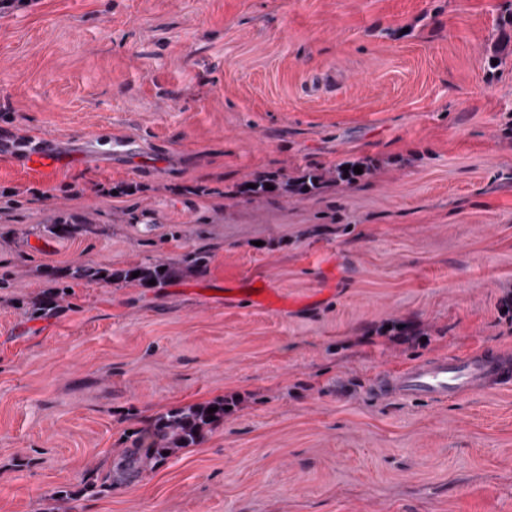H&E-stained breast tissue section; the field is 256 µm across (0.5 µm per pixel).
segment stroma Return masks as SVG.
Segmentation results:
<instances>
[{"label":"stroma","mask_w":512,"mask_h":512,"mask_svg":"<svg viewBox=\"0 0 512 512\" xmlns=\"http://www.w3.org/2000/svg\"><path fill=\"white\" fill-rule=\"evenodd\" d=\"M512 0H39L0 17V512H512V383L379 401L384 371L512 351ZM122 148H114V141ZM370 157L355 185L251 196ZM13 197H3L4 189ZM96 225L57 238L50 224ZM210 252L163 288L46 271ZM234 400L80 495L168 409ZM53 140L47 137H38L21 146H13L9 141L0 138V154L2 150H8L22 158L24 165L36 171H50L57 158L52 153ZM52 286L46 288L35 304L32 311L34 319H45L59 312V302L67 295L68 286H61L57 277L51 279ZM228 406L224 399L204 404H189L168 410L140 429L131 443V448H121L113 454L105 467L93 469L84 491L95 494L112 492L142 477L148 467L163 463L182 448L197 445L204 433L224 420ZM217 411L208 413L209 408ZM213 416V420H210ZM169 452V455H166Z\"/></svg>","instance_id":"1"}]
</instances>
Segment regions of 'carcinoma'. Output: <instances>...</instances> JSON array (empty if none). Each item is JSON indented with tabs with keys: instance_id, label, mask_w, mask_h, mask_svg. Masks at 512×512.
<instances>
[{
	"instance_id": "carcinoma-1",
	"label": "carcinoma",
	"mask_w": 512,
	"mask_h": 512,
	"mask_svg": "<svg viewBox=\"0 0 512 512\" xmlns=\"http://www.w3.org/2000/svg\"><path fill=\"white\" fill-rule=\"evenodd\" d=\"M362 173L357 174L354 169L348 170L338 166L331 170H313L302 178L289 182L283 181L277 175H259L251 180L254 187H244L246 194L290 193L293 195H307L319 191L329 181H341L349 185L355 184L372 172V166L359 162ZM274 186L268 190L267 185ZM86 234L95 232L91 224H52L47 227L48 232L58 238H67L76 230ZM210 258L204 251H192L180 262L171 260H155L139 263L122 269L107 270L93 266H75L67 270V277L73 280L87 279L91 281L127 282L148 286V281H155V287L162 288L170 282L194 276L203 278L209 272ZM140 272L136 278L132 273ZM68 287L61 285L58 278H52V286L45 289L35 304L32 317L45 319L55 316L59 312V302L67 295ZM227 403L222 399L204 404H189L171 409L154 418L147 426L140 429L131 447L123 448L112 455L105 466L93 469L94 476L90 477L84 491L95 494L110 492L116 488L133 483L142 477L149 467L163 463L168 455L176 453L182 448H191L197 445L204 433L212 426L224 421ZM217 411L208 413L211 408Z\"/></svg>"
}]
</instances>
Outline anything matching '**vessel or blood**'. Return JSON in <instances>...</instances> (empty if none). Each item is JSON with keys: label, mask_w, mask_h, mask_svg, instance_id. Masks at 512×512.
<instances>
[{"label": "vessel or blood", "mask_w": 512, "mask_h": 512, "mask_svg": "<svg viewBox=\"0 0 512 512\" xmlns=\"http://www.w3.org/2000/svg\"><path fill=\"white\" fill-rule=\"evenodd\" d=\"M14 150L27 168L49 171L56 162L53 141L40 137L21 146L0 139V149ZM491 381H512V355L478 350L462 356H434L378 376L372 394L379 399L403 398L441 402L459 398Z\"/></svg>", "instance_id": "1"}]
</instances>
